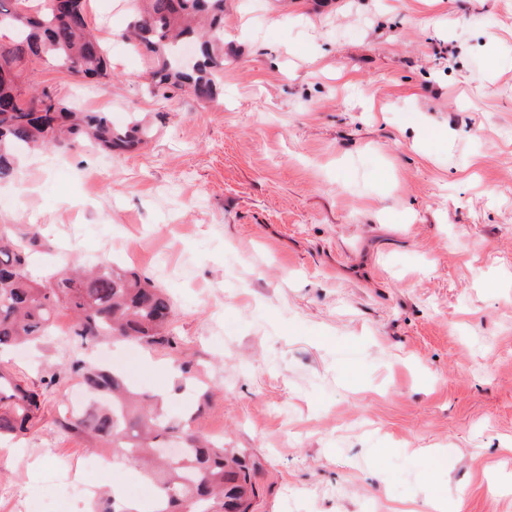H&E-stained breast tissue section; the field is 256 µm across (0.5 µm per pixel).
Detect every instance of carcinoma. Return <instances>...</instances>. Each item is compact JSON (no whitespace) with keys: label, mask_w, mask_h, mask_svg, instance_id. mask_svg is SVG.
I'll use <instances>...</instances> for the list:
<instances>
[{"label":"carcinoma","mask_w":512,"mask_h":512,"mask_svg":"<svg viewBox=\"0 0 512 512\" xmlns=\"http://www.w3.org/2000/svg\"><path fill=\"white\" fill-rule=\"evenodd\" d=\"M129 40L150 64L157 87L188 91L212 102L224 79V0H132ZM0 181L17 176L15 153L86 142L115 155L148 142L140 120L119 127L106 112L77 111L53 92L23 86L24 71L48 59L66 72L99 82L112 77L102 41L92 33L85 0H0ZM37 232L16 234L0 224V352L50 336L57 317L72 318L68 332L77 347L110 338L145 346L172 343L174 308L162 289L133 272L110 265L65 267L51 280L33 278L31 252ZM86 389L110 402L86 415L63 417L61 427L92 442L112 443V462L131 464L156 483L152 512H250L255 495L251 470L224 442L206 438L167 417L156 396L130 386L107 368L84 369ZM40 394L0 365V438L29 432L39 419ZM184 438L174 460L155 455L165 439ZM93 512H136L117 499H98Z\"/></svg>","instance_id":"carcinoma-1"}]
</instances>
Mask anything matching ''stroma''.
Wrapping results in <instances>:
<instances>
[{"label": "stroma", "instance_id": "stroma-1", "mask_svg": "<svg viewBox=\"0 0 512 512\" xmlns=\"http://www.w3.org/2000/svg\"><path fill=\"white\" fill-rule=\"evenodd\" d=\"M85 7L111 78L26 82L153 136L22 156L0 224L36 226L33 275L108 264L168 291L174 347L116 340L112 364L244 454L251 512H512V0H224L210 104L153 91L128 0ZM70 325L9 358L44 417L0 441V512H39L63 460L155 497L56 424L81 385L58 369L96 364Z\"/></svg>", "mask_w": 512, "mask_h": 512}]
</instances>
